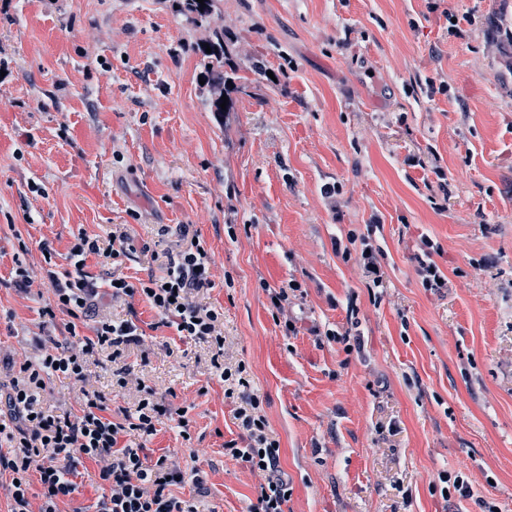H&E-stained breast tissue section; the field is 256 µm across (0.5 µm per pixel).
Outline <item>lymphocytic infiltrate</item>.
<instances>
[{
    "label": "lymphocytic infiltrate",
    "instance_id": "obj_1",
    "mask_svg": "<svg viewBox=\"0 0 512 512\" xmlns=\"http://www.w3.org/2000/svg\"><path fill=\"white\" fill-rule=\"evenodd\" d=\"M175 232L176 249L168 254L163 275L137 284L116 273L101 280L86 269V259L91 255L100 254L115 263L126 256V234L113 235L105 250L97 240L79 234L69 252V270L45 271L55 304L44 307L41 317L52 321L57 313H66V329L75 332L77 320L86 317L101 290L106 289L115 299H144L157 315L152 330L172 329L178 335L223 346L219 312L192 300L194 294L215 285L211 256L196 242L188 225H177ZM142 336L143 331L134 320L100 321L92 326L89 336L78 342L54 344L37 360L21 364L20 376L14 380L9 396V407L18 424L0 435L10 447L9 452H0V470L10 471L16 481L11 512H35L28 497L29 475L33 472L38 474L41 485L42 505L36 512H58L59 502L73 500L79 489L78 465L83 457L99 465V476L106 487L96 512H195L193 505L174 497L170 488L179 482L203 488V470L196 466L181 469L164 456L150 466L142 459L156 432L155 418L168 414L182 422L187 418V408L169 407L146 398L135 413L125 414L123 422L117 424L108 417L110 407L105 396L98 393L87 396L78 415H48L38 407L46 377L59 373L85 381L87 355L107 346L113 357H120L127 347L140 345ZM236 417L245 432V444L240 447L230 441L227 449L251 470L266 476L250 512H284L288 485L280 475L279 443L268 433L258 400L248 399ZM126 433L137 434V442L121 444L120 437Z\"/></svg>",
    "mask_w": 512,
    "mask_h": 512
}]
</instances>
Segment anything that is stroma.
I'll return each instance as SVG.
<instances>
[{"label":"stroma","instance_id":"1","mask_svg":"<svg viewBox=\"0 0 512 512\" xmlns=\"http://www.w3.org/2000/svg\"><path fill=\"white\" fill-rule=\"evenodd\" d=\"M219 8L229 50L266 68L222 115L199 82L208 23L178 0H0V401L25 358L70 339L66 314L38 311L79 234L127 233L121 271L145 280L176 247L161 227L189 224L215 281L194 300L249 389L211 375L209 343L106 294L91 319L136 314L141 346L89 356L83 385L50 376L44 410L80 413L87 390L113 394L116 423L150 390L191 406V442L163 417L147 456L205 471L171 488L199 512H249L264 481L224 450L248 394L280 444L284 512H512V0ZM429 242L441 289L423 284ZM291 281L289 336L270 291ZM443 473L472 496L442 495Z\"/></svg>","mask_w":512,"mask_h":512}]
</instances>
